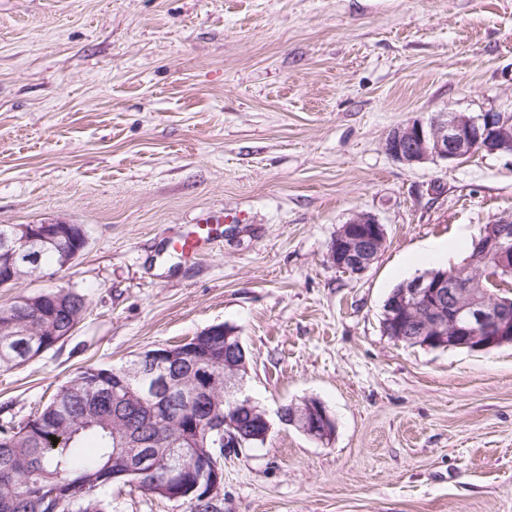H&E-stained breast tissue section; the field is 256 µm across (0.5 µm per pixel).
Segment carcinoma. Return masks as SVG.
Returning <instances> with one entry per match:
<instances>
[{
    "label": "carcinoma",
    "instance_id": "cac0c4a2",
    "mask_svg": "<svg viewBox=\"0 0 512 512\" xmlns=\"http://www.w3.org/2000/svg\"><path fill=\"white\" fill-rule=\"evenodd\" d=\"M29 232L41 255L39 265L21 269L27 279H38L50 268L59 272L70 266L69 256L87 247V229L83 224H59L51 239L42 237V226ZM491 261H464L450 277L465 275L473 287L492 292L512 285V277L493 286L487 277L495 274ZM87 310L83 295L64 287H53L35 297H23L0 306V368L11 369L46 352L75 329ZM205 353L194 381L202 384L206 370L224 368V333L208 336L200 332L191 338ZM141 352L117 368L87 367L73 380L61 386L43 410L19 422L0 425V512H112V502L102 497L114 483L112 452L115 433L131 421L147 422L155 437L148 449L147 466L156 472L146 476L137 489L145 494L170 498L181 494L193 502L194 512H211L212 503L202 499L196 483L207 482L200 473L184 474L175 468L173 457L188 446L207 449L219 470H224V438L202 429L190 437L180 431L178 422H189L195 409L177 416L168 412L161 400L153 399L151 386L138 377ZM243 447L264 443L253 436L258 427L249 415L241 418Z\"/></svg>",
    "mask_w": 512,
    "mask_h": 512
}]
</instances>
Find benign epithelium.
Returning a JSON list of instances; mask_svg holds the SVG:
<instances>
[{"label": "benign epithelium", "instance_id": "1", "mask_svg": "<svg viewBox=\"0 0 512 512\" xmlns=\"http://www.w3.org/2000/svg\"><path fill=\"white\" fill-rule=\"evenodd\" d=\"M479 149L490 154L512 157V116L491 112L472 120L463 115L452 119L444 116L431 121L412 120L395 127L385 140V151L392 160L407 166L428 161H458ZM385 243L384 225L373 215L355 214L331 241L329 253L343 254L337 269L361 274L373 264ZM476 256L494 258L497 271L504 276L512 274V222L500 221L489 226V232L474 240ZM12 257L24 256L30 261L33 239L18 236L8 244ZM386 318L401 323L409 320L406 332L415 339H426L438 347H466L479 350L495 345L499 339L512 338V301L488 290L482 295L472 288H459L456 282L443 276L437 279L420 277L406 282L401 290L391 295L386 304ZM207 382L224 381V391L238 388L235 368L209 371ZM167 388L178 391V397L189 408L197 405L206 411L209 406V387H188L179 382H166ZM206 430L224 433V442L235 447L240 434L236 422L224 418L217 427L207 415L202 419ZM288 422L303 434L326 441L334 432V421L324 405L305 400L290 406ZM152 446V440L139 429L124 439L123 452L117 469L123 476H140L145 464L143 449Z\"/></svg>", "mask_w": 512, "mask_h": 512}]
</instances>
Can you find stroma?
<instances>
[{
	"label": "stroma",
	"mask_w": 512,
	"mask_h": 512,
	"mask_svg": "<svg viewBox=\"0 0 512 512\" xmlns=\"http://www.w3.org/2000/svg\"><path fill=\"white\" fill-rule=\"evenodd\" d=\"M512 114V0H0V224L85 225L55 286L87 312L62 344L0 370V422L85 367H118L212 326L247 350L245 393L273 429L224 453L218 512H512V345L431 350L382 330L391 290L512 219V157L413 167L394 127ZM194 263L161 252L208 212ZM374 215L368 271L328 259ZM320 401V442L279 410ZM114 512H192L113 488ZM384 243V225L373 215L355 214L331 241L329 256L334 251L343 253L340 265L332 262L336 269L361 274L372 266Z\"/></svg>",
	"instance_id": "stroma-1"
}]
</instances>
